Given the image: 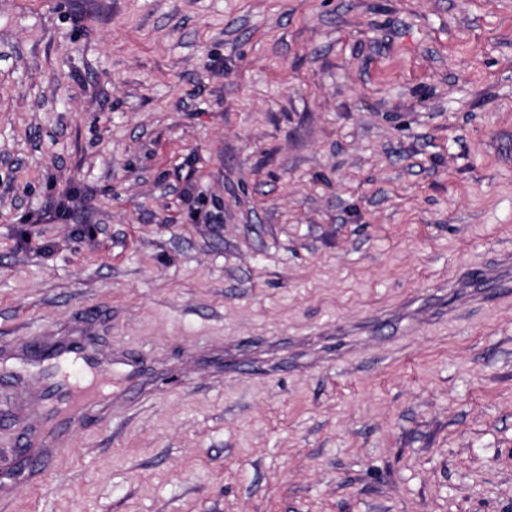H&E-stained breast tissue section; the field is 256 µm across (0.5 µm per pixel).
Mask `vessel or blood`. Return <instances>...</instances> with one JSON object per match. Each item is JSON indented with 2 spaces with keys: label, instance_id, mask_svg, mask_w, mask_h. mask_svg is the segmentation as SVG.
Instances as JSON below:
<instances>
[{
  "label": "vessel or blood",
  "instance_id": "b4317fda",
  "mask_svg": "<svg viewBox=\"0 0 512 512\" xmlns=\"http://www.w3.org/2000/svg\"><path fill=\"white\" fill-rule=\"evenodd\" d=\"M448 288L468 289L483 302L512 294V256L493 267L465 266ZM231 372L223 344L189 353L174 368L162 357H138L102 340L87 315L62 331L1 340L0 433L14 436L17 453L0 462V499L13 497L17 481H41L88 416L108 421L137 396L157 393L173 374L205 373L220 382Z\"/></svg>",
  "mask_w": 512,
  "mask_h": 512
}]
</instances>
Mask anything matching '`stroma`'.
<instances>
[{
  "label": "stroma",
  "instance_id": "stroma-1",
  "mask_svg": "<svg viewBox=\"0 0 512 512\" xmlns=\"http://www.w3.org/2000/svg\"><path fill=\"white\" fill-rule=\"evenodd\" d=\"M505 250L512 0H0V336L304 347L79 429L0 512H512V299L394 319Z\"/></svg>",
  "mask_w": 512,
  "mask_h": 512
}]
</instances>
